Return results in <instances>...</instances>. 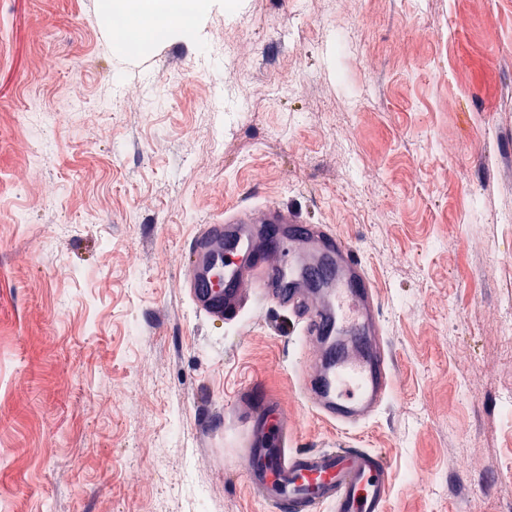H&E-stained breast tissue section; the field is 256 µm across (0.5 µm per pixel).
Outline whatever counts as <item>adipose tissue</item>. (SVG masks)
Returning a JSON list of instances; mask_svg holds the SVG:
<instances>
[{"mask_svg":"<svg viewBox=\"0 0 512 512\" xmlns=\"http://www.w3.org/2000/svg\"><path fill=\"white\" fill-rule=\"evenodd\" d=\"M116 9L126 19L117 33L118 41L140 36L144 30L187 31L194 26V15L186 14L181 0H114Z\"/></svg>","mask_w":512,"mask_h":512,"instance_id":"ef3b65f1","label":"adipose tissue"}]
</instances>
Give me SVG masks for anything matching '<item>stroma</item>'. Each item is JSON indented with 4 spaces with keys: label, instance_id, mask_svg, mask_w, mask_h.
Instances as JSON below:
<instances>
[{
    "label": "stroma",
    "instance_id": "1",
    "mask_svg": "<svg viewBox=\"0 0 512 512\" xmlns=\"http://www.w3.org/2000/svg\"><path fill=\"white\" fill-rule=\"evenodd\" d=\"M291 210L361 253L394 389L306 404L301 316L211 321L198 224ZM512 0H215L113 38L108 0H0V512H267L241 401L387 460L385 512H512Z\"/></svg>",
    "mask_w": 512,
    "mask_h": 512
}]
</instances>
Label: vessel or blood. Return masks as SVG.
I'll list each match as a JSON object with an SVG mask.
<instances>
[{
    "label": "vessel or blood",
    "instance_id": "obj_1",
    "mask_svg": "<svg viewBox=\"0 0 512 512\" xmlns=\"http://www.w3.org/2000/svg\"><path fill=\"white\" fill-rule=\"evenodd\" d=\"M196 310L237 322L246 293L305 314V333L342 339L336 360L318 357L303 386L308 406L350 426L370 420L393 391L379 344L376 290L354 245L325 225H295L284 209L246 206L199 225L185 261ZM276 402L250 413L248 479L269 512H385L392 491L386 461L365 448L288 451V418Z\"/></svg>",
    "mask_w": 512,
    "mask_h": 512
}]
</instances>
